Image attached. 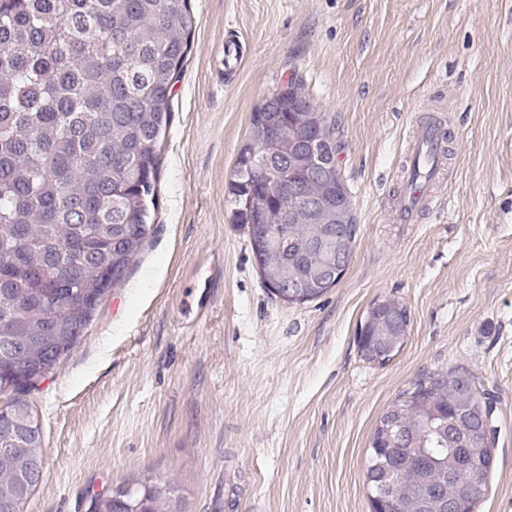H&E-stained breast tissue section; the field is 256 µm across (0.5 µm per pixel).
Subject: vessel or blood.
Here are the masks:
<instances>
[{"instance_id":"b4317fda","label":"vessel or blood","mask_w":512,"mask_h":512,"mask_svg":"<svg viewBox=\"0 0 512 512\" xmlns=\"http://www.w3.org/2000/svg\"><path fill=\"white\" fill-rule=\"evenodd\" d=\"M410 157L425 162L427 173L420 182L406 188L404 195L398 199L396 213L403 224L412 223L414 215L425 208L436 185L444 177L445 156L439 125H426L415 130L411 138Z\"/></svg>"}]
</instances>
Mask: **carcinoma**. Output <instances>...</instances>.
Masks as SVG:
<instances>
[{"instance_id":"cac0c4a2","label":"carcinoma","mask_w":512,"mask_h":512,"mask_svg":"<svg viewBox=\"0 0 512 512\" xmlns=\"http://www.w3.org/2000/svg\"><path fill=\"white\" fill-rule=\"evenodd\" d=\"M193 20L187 0H0V382L26 365L29 376L15 383L16 397L0 406V426L9 428L11 453L0 452V512L28 504L42 481L45 464L42 427L18 393L52 374L74 349L101 299L120 283L148 239L155 206L156 147L171 117L174 84L190 49ZM267 111L253 113L275 136L262 145L271 167L301 180L304 191L344 207L347 223L329 212L309 223L303 211L288 213L285 196L250 179L253 162L244 151L232 185L235 219L274 244L260 276L265 286L288 272L314 298L326 293L316 270L327 256H305L299 246L331 232L336 256L351 260L358 224L347 188L336 168L342 145L336 128L297 78ZM291 101L307 102L309 112H291ZM318 126L328 172L306 170L303 128ZM259 215L249 213L248 199ZM67 276L79 299L53 304L48 285ZM387 315L365 314L361 341L380 346L378 333L395 335L391 352L403 347L407 309L393 301ZM18 343L23 354L6 353ZM459 371L438 373L393 402L376 423L364 484L370 505L391 500L396 512H421L428 484L440 485L444 499L463 509L488 493L492 467L484 429L485 396L478 389L462 398ZM466 449L454 454L448 419ZM37 475L36 481L29 476ZM117 497L103 496L93 512H173L169 483L143 479L125 485Z\"/></svg>"}]
</instances>
